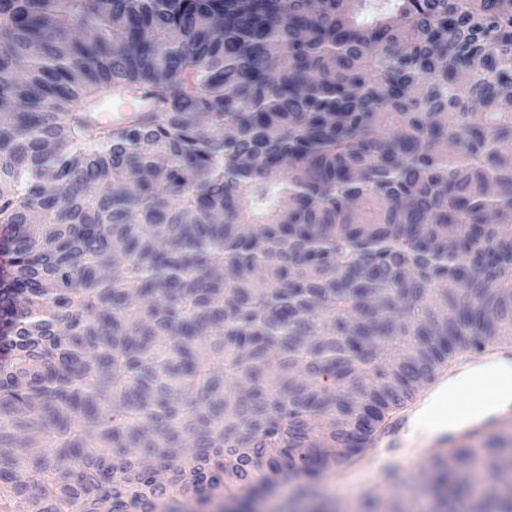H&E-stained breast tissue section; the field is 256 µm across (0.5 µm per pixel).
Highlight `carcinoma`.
Returning <instances> with one entry per match:
<instances>
[{
    "label": "carcinoma",
    "mask_w": 512,
    "mask_h": 512,
    "mask_svg": "<svg viewBox=\"0 0 512 512\" xmlns=\"http://www.w3.org/2000/svg\"><path fill=\"white\" fill-rule=\"evenodd\" d=\"M0 100V512L334 472L512 338V0H0Z\"/></svg>",
    "instance_id": "cac0c4a2"
}]
</instances>
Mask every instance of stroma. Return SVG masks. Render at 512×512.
<instances>
[{
	"mask_svg": "<svg viewBox=\"0 0 512 512\" xmlns=\"http://www.w3.org/2000/svg\"><path fill=\"white\" fill-rule=\"evenodd\" d=\"M428 465L415 468L411 487L378 483L364 488H341L334 474L309 480H278L267 494L215 497L194 505V512H428L434 498Z\"/></svg>",
	"mask_w": 512,
	"mask_h": 512,
	"instance_id": "1",
	"label": "stroma"
}]
</instances>
